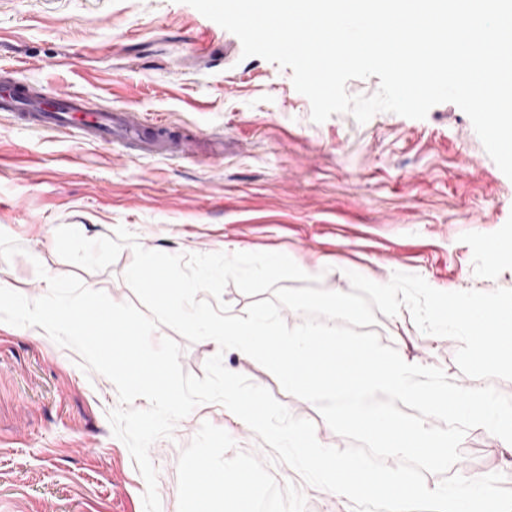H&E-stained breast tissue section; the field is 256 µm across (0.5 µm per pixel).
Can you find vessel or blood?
<instances>
[{"instance_id":"obj_1","label":"vessel or blood","mask_w":512,"mask_h":512,"mask_svg":"<svg viewBox=\"0 0 512 512\" xmlns=\"http://www.w3.org/2000/svg\"><path fill=\"white\" fill-rule=\"evenodd\" d=\"M0 112L9 113L18 124L27 128L66 136L76 132L89 141L102 144L140 139L146 149L159 150L171 138L169 129L162 125L155 126L150 138H143L144 126L136 113L107 111L90 98L69 91L44 98L29 87L1 83Z\"/></svg>"}]
</instances>
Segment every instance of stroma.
<instances>
[{
    "label": "stroma",
    "instance_id": "stroma-1",
    "mask_svg": "<svg viewBox=\"0 0 512 512\" xmlns=\"http://www.w3.org/2000/svg\"><path fill=\"white\" fill-rule=\"evenodd\" d=\"M16 80L136 111L195 145L185 157L144 154L27 129L0 112V231L23 248L0 260V280L28 299L46 293L40 264L136 303L123 278L131 248L103 270L72 264L55 244L57 228L72 224L90 239L122 226L170 254L285 252L316 267L327 291H350L348 265L370 279L417 274L443 291L512 289V259L486 248L512 242V180L453 103L422 120L380 112L363 124L348 113L314 122L291 69L243 57L235 35L184 0H0V82ZM375 331L399 355L463 381L458 341L422 333L408 309L378 316ZM180 346L188 374L203 376L221 355L227 370L313 422L322 445L347 447L314 404L255 360L212 340ZM81 363L41 327L0 322V512H144L146 482L108 420L116 387ZM464 441L469 469L502 474L512 488V447L484 431ZM149 456L161 512H208L190 485L201 463L239 469L262 512H353L273 461L218 403L199 404Z\"/></svg>",
    "mask_w": 512,
    "mask_h": 512
}]
</instances>
